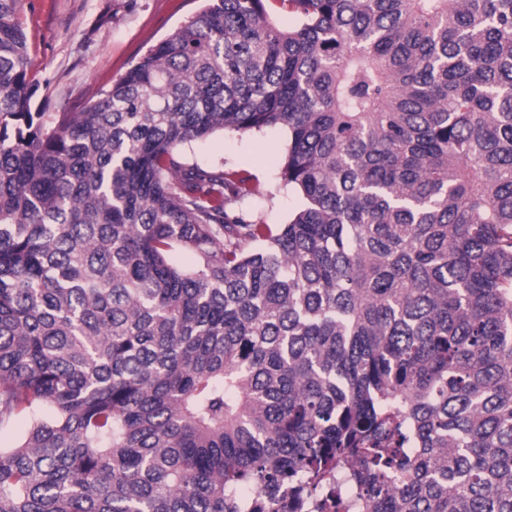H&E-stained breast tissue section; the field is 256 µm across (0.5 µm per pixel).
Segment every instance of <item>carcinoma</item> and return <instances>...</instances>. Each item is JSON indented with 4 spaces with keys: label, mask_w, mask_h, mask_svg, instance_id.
<instances>
[{
    "label": "carcinoma",
    "mask_w": 512,
    "mask_h": 512,
    "mask_svg": "<svg viewBox=\"0 0 512 512\" xmlns=\"http://www.w3.org/2000/svg\"><path fill=\"white\" fill-rule=\"evenodd\" d=\"M208 2L46 124L0 0V512H512V0ZM287 148L288 132L284 128L246 133L218 132L187 146L183 159L187 164L224 167L251 175L264 196L243 207L263 224H286L302 205V197L281 179Z\"/></svg>",
    "instance_id": "1"
}]
</instances>
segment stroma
Here are the masks:
<instances>
[{"label":"stroma","instance_id":"35a3bbf8","mask_svg":"<svg viewBox=\"0 0 512 512\" xmlns=\"http://www.w3.org/2000/svg\"><path fill=\"white\" fill-rule=\"evenodd\" d=\"M203 0H20L17 20L29 46L33 109L46 117L79 112L151 47L196 16ZM288 132H219L183 151L186 163L251 175L263 195L248 202L265 224L287 223L301 196L281 179Z\"/></svg>","mask_w":512,"mask_h":512}]
</instances>
